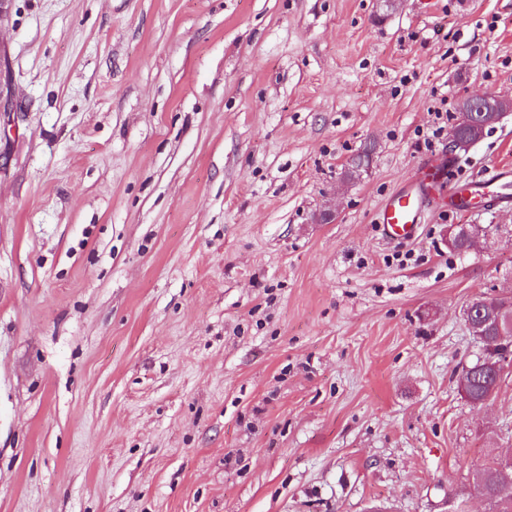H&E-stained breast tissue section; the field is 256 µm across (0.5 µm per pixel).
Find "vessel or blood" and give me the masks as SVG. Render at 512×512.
Returning a JSON list of instances; mask_svg holds the SVG:
<instances>
[{"label":"vessel or blood","mask_w":512,"mask_h":512,"mask_svg":"<svg viewBox=\"0 0 512 512\" xmlns=\"http://www.w3.org/2000/svg\"><path fill=\"white\" fill-rule=\"evenodd\" d=\"M456 165L457 161L453 158L444 165L419 164L414 173L380 206L376 222L382 234L399 240L413 238L418 225L442 205L431 194L433 184L444 177L447 169ZM474 198L486 207L512 203V168L499 165L488 168L478 181L469 183L465 188L457 187L449 191L445 205L458 210L464 202Z\"/></svg>","instance_id":"obj_1"}]
</instances>
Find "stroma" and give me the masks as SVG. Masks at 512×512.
<instances>
[{
    "mask_svg": "<svg viewBox=\"0 0 512 512\" xmlns=\"http://www.w3.org/2000/svg\"><path fill=\"white\" fill-rule=\"evenodd\" d=\"M484 92L512 0H5L0 512H485L512 374L464 398L463 310L512 205L375 222ZM496 163L512 112L457 177Z\"/></svg>",
    "mask_w": 512,
    "mask_h": 512,
    "instance_id": "35a3bbf8",
    "label": "stroma"
}]
</instances>
